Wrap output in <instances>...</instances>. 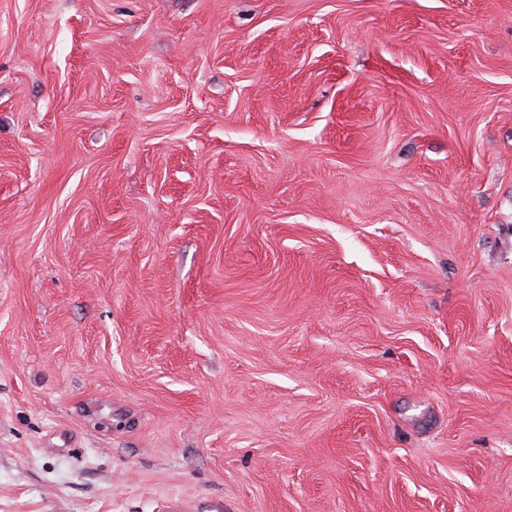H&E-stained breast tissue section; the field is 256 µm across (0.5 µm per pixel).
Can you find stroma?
<instances>
[{
  "mask_svg": "<svg viewBox=\"0 0 512 512\" xmlns=\"http://www.w3.org/2000/svg\"><path fill=\"white\" fill-rule=\"evenodd\" d=\"M512 512V0H0V512Z\"/></svg>",
  "mask_w": 512,
  "mask_h": 512,
  "instance_id": "stroma-1",
  "label": "stroma"
}]
</instances>
